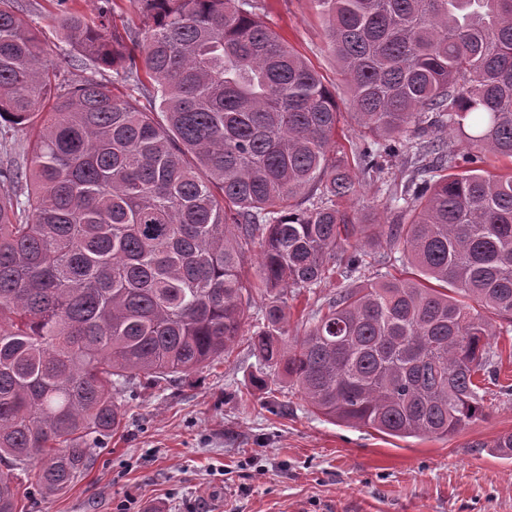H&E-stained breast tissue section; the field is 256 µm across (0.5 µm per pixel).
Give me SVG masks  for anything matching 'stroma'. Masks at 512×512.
<instances>
[{"mask_svg":"<svg viewBox=\"0 0 512 512\" xmlns=\"http://www.w3.org/2000/svg\"><path fill=\"white\" fill-rule=\"evenodd\" d=\"M264 22L301 53L337 92L347 155L363 133L350 118L351 95L328 46L326 22L311 0H257ZM37 29L44 65L69 85L87 78L145 105L111 69L89 70L60 28L57 0H17ZM403 160L380 181H365L347 206L381 224L404 215L385 193ZM342 278L288 295V336L303 332ZM266 303L253 296L241 336L223 363L160 390L134 389L121 428L97 449L85 476L66 491L40 494L34 474L17 480L23 512H512V458L494 442L512 432V363L483 382L484 415L445 438H392L314 413L283 371L251 349Z\"/></svg>","mask_w":512,"mask_h":512,"instance_id":"1","label":"stroma"}]
</instances>
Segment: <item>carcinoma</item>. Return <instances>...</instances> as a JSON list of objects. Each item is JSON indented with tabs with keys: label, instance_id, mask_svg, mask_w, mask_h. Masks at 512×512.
Returning <instances> with one entry per match:
<instances>
[{
	"label": "carcinoma",
	"instance_id": "obj_1",
	"mask_svg": "<svg viewBox=\"0 0 512 512\" xmlns=\"http://www.w3.org/2000/svg\"><path fill=\"white\" fill-rule=\"evenodd\" d=\"M129 2L148 24L140 67L117 0L60 26L89 66L152 90V111L63 86L0 0V122L34 129L29 166L0 167V512H20L18 470L49 495L81 478L130 384L223 361L254 288L272 305L253 351L324 417L400 438L481 417L490 339L512 327V171L473 164L512 163V0H311L367 133L355 169L330 157L336 93L253 0ZM392 158L410 220L384 241L411 276L336 289L280 346L288 289L372 266L378 225L340 202Z\"/></svg>",
	"mask_w": 512,
	"mask_h": 512
}]
</instances>
